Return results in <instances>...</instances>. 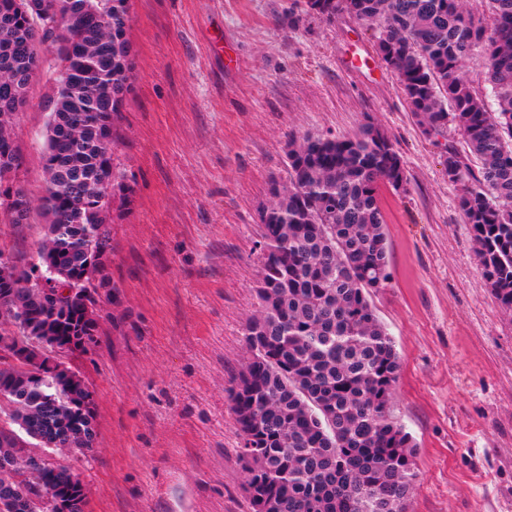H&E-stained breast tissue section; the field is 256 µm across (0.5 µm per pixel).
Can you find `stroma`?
<instances>
[{"instance_id": "stroma-1", "label": "stroma", "mask_w": 512, "mask_h": 512, "mask_svg": "<svg viewBox=\"0 0 512 512\" xmlns=\"http://www.w3.org/2000/svg\"><path fill=\"white\" fill-rule=\"evenodd\" d=\"M292 0H132L133 70L112 139L132 201L115 214L112 298L71 364L96 391L88 512H251L230 390L256 315L260 212L290 136L374 122L408 172L385 188L391 282L372 303L401 359L394 409L420 480L405 512H512V316L491 296L445 173L455 132L422 134L370 30L346 13L288 23ZM45 75L13 135L31 201L0 244L28 256L48 119Z\"/></svg>"}]
</instances>
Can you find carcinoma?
I'll return each instance as SVG.
<instances>
[{
    "mask_svg": "<svg viewBox=\"0 0 512 512\" xmlns=\"http://www.w3.org/2000/svg\"><path fill=\"white\" fill-rule=\"evenodd\" d=\"M0 0V223H27L17 183L24 157L11 136L27 99L21 83L54 55L44 134L40 214L45 240L27 262L0 265V458L20 448H82L96 438L95 392L82 373L41 343L85 353L112 292V214L132 188L112 161V125L132 70L130 0ZM294 0L296 14L340 12L374 31L376 53L397 77L421 132L453 129L448 183L476 244L478 268L512 315V0ZM60 16L56 27L44 15ZM480 59L491 97L464 75ZM288 183L272 184L260 214L259 313L245 326L247 360L230 391L237 459L252 512H405L419 470L395 415L400 356L371 296L389 284L382 188L405 189L403 157L380 125L352 135H303L288 143ZM98 255L92 267L80 248ZM55 297L28 286L53 261ZM16 492L0 512H85L88 490L50 460L32 475L13 469Z\"/></svg>",
    "mask_w": 512,
    "mask_h": 512,
    "instance_id": "1",
    "label": "carcinoma"
}]
</instances>
